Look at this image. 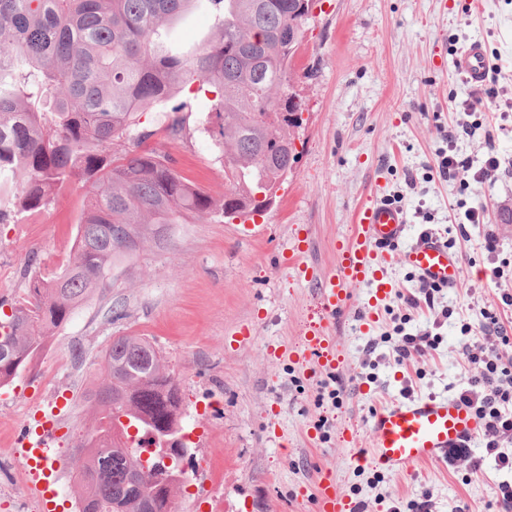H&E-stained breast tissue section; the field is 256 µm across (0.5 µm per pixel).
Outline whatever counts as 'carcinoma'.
I'll list each match as a JSON object with an SVG mask.
<instances>
[{
	"label": "carcinoma",
	"mask_w": 512,
	"mask_h": 512,
	"mask_svg": "<svg viewBox=\"0 0 512 512\" xmlns=\"http://www.w3.org/2000/svg\"><path fill=\"white\" fill-rule=\"evenodd\" d=\"M197 0H0V223L47 207L73 177L89 189L73 259L49 279L33 275L29 296L1 311L0 383L11 382L87 298L109 287L112 264L137 248L146 224L186 214L248 219L243 203L263 183L281 184L296 157L282 112L301 105L295 61L310 0H205L212 37L192 53L166 48V27ZM263 33L259 42L255 31ZM208 99L210 137L224 167V196L192 185L141 113L171 102L161 131L184 137L182 91ZM104 377L85 397L95 426L81 444L82 512H176L140 468V451L112 439L117 415L161 430L182 406L175 379L152 344L117 336Z\"/></svg>",
	"instance_id": "cac0c4a2"
}]
</instances>
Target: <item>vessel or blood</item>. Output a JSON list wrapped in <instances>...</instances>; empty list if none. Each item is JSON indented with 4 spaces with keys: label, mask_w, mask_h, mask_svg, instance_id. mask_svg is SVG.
I'll return each instance as SVG.
<instances>
[{
    "label": "vessel or blood",
    "mask_w": 512,
    "mask_h": 512,
    "mask_svg": "<svg viewBox=\"0 0 512 512\" xmlns=\"http://www.w3.org/2000/svg\"><path fill=\"white\" fill-rule=\"evenodd\" d=\"M454 67L471 84H480L485 70L482 44L474 41L464 46L454 58ZM408 231L405 209L389 199L375 197L360 206L349 238L332 244L337 257L335 273L320 280V306L326 320L310 331L304 349L296 353L297 359L313 358L319 368H335L336 360L328 352V319L346 308L348 286L373 283L374 300H384L393 288L383 275L391 261H399L418 278L437 287H458L460 258L447 239L424 231L412 241ZM370 431L371 444L358 455V462L379 471L399 473L420 464L444 461L449 449L471 445L481 432V421L461 401L419 397L395 400L377 409L370 420ZM52 456L46 436L24 454V466L37 480L44 497L52 493L46 474ZM314 509L344 512V501L330 473H323L317 483Z\"/></svg>",
    "instance_id": "vessel-or-blood-1"
}]
</instances>
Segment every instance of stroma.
<instances>
[{
  "instance_id": "obj_1",
  "label": "stroma",
  "mask_w": 512,
  "mask_h": 512,
  "mask_svg": "<svg viewBox=\"0 0 512 512\" xmlns=\"http://www.w3.org/2000/svg\"><path fill=\"white\" fill-rule=\"evenodd\" d=\"M213 25L195 7L170 25L168 43L193 51ZM476 40L501 65L493 99L452 65ZM296 69L304 120L291 132L297 160L272 207L251 216L248 229L236 219L196 216L150 225L137 251L113 266L111 288L75 309L0 397V512H75L79 447L92 426L84 397L100 382L116 336L146 337L180 388L189 455L178 512H314L312 493L326 470L349 512H390L424 490L431 512H497L500 476L480 445L469 459L401 475L352 456L369 447V419L384 403L458 398L467 354L483 334L480 312L512 290V275L492 274L512 255V0H320ZM207 115L197 105L185 115L183 139L159 134L152 143L173 156L182 176L220 197L224 173L203 131ZM450 151L475 168L495 152L501 170L462 189L438 168ZM379 194L404 207L412 231L453 239L459 287L409 309L420 282L391 263L384 275L394 288L375 322L363 319L369 283L350 286L346 311L332 320L335 370L279 359L320 319L318 278L336 264L332 242L351 234L358 208ZM457 201L490 208L500 258L478 250L476 227L464 232L453 223L449 206ZM87 203L86 187L74 182L47 208L0 224V265L12 270L0 279V300L25 298L29 253L43 271L71 261ZM296 245L315 278L290 263ZM403 314L410 317L403 334L428 333L435 344L400 364L393 319ZM44 425L56 450L57 495L46 505L33 500L31 481L18 478L22 439ZM474 460L480 473L470 468Z\"/></svg>"
}]
</instances>
